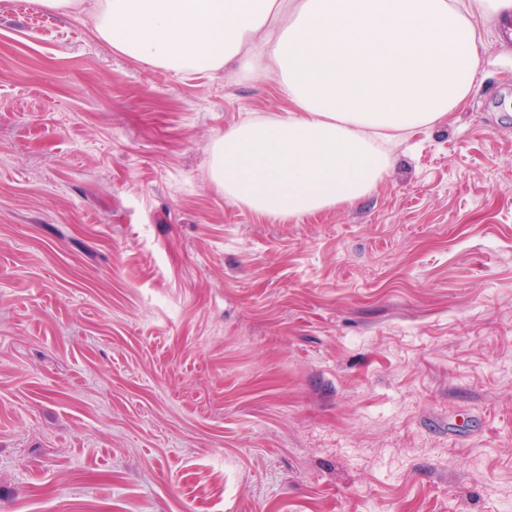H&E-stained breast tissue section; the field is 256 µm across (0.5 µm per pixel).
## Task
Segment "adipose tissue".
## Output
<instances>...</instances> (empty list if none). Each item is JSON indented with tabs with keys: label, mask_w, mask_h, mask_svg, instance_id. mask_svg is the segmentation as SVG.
<instances>
[{
	"label": "adipose tissue",
	"mask_w": 512,
	"mask_h": 512,
	"mask_svg": "<svg viewBox=\"0 0 512 512\" xmlns=\"http://www.w3.org/2000/svg\"><path fill=\"white\" fill-rule=\"evenodd\" d=\"M38 2L89 14L116 51L176 74H277L290 110L225 132L211 179L228 201L282 218L369 195L402 137L472 96L480 23L512 17V0Z\"/></svg>",
	"instance_id": "ef3b65f1"
}]
</instances>
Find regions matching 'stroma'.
I'll return each mask as SVG.
<instances>
[{"label":"stroma","instance_id":"1","mask_svg":"<svg viewBox=\"0 0 512 512\" xmlns=\"http://www.w3.org/2000/svg\"><path fill=\"white\" fill-rule=\"evenodd\" d=\"M0 0V512H512V72L349 205L231 203L275 77Z\"/></svg>","mask_w":512,"mask_h":512}]
</instances>
